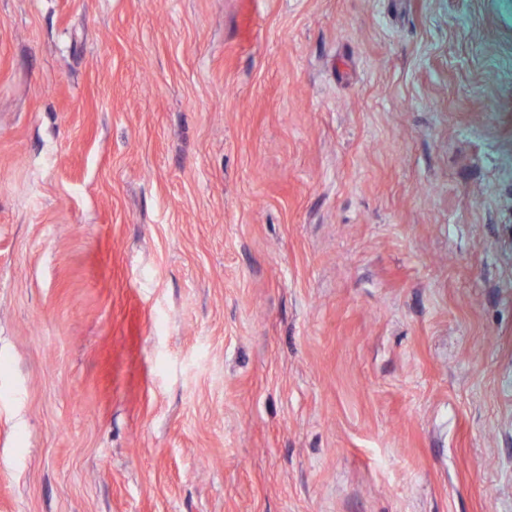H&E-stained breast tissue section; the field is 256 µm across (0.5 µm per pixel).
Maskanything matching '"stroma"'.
<instances>
[{
    "label": "stroma",
    "instance_id": "35a3bbf8",
    "mask_svg": "<svg viewBox=\"0 0 512 512\" xmlns=\"http://www.w3.org/2000/svg\"><path fill=\"white\" fill-rule=\"evenodd\" d=\"M0 512H512V0H0Z\"/></svg>",
    "mask_w": 512,
    "mask_h": 512
}]
</instances>
